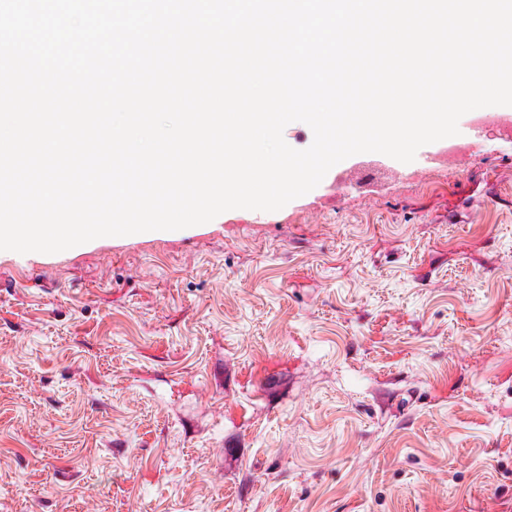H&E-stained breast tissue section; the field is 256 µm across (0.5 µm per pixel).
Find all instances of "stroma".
<instances>
[{
	"label": "stroma",
	"mask_w": 512,
	"mask_h": 512,
	"mask_svg": "<svg viewBox=\"0 0 512 512\" xmlns=\"http://www.w3.org/2000/svg\"><path fill=\"white\" fill-rule=\"evenodd\" d=\"M372 194L0 251V512H512V143Z\"/></svg>",
	"instance_id": "obj_1"
}]
</instances>
